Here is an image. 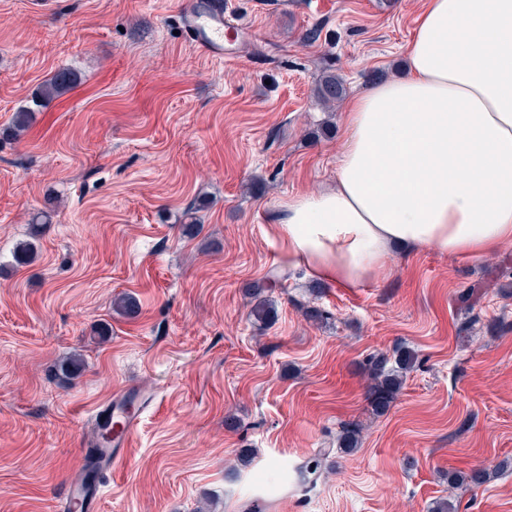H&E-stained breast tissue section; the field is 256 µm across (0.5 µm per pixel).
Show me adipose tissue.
I'll return each mask as SVG.
<instances>
[{
    "label": "adipose tissue",
    "mask_w": 512,
    "mask_h": 512,
    "mask_svg": "<svg viewBox=\"0 0 512 512\" xmlns=\"http://www.w3.org/2000/svg\"><path fill=\"white\" fill-rule=\"evenodd\" d=\"M407 57L347 102L334 187L276 220L289 264L343 288L383 277L395 245L512 243V0H427Z\"/></svg>",
    "instance_id": "adipose-tissue-1"
}]
</instances>
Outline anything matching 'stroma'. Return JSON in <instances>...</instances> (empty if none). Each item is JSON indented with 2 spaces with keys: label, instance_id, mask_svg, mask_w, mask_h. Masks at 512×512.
I'll return each instance as SVG.
<instances>
[{
  "label": "stroma",
  "instance_id": "35a3bbf8",
  "mask_svg": "<svg viewBox=\"0 0 512 512\" xmlns=\"http://www.w3.org/2000/svg\"><path fill=\"white\" fill-rule=\"evenodd\" d=\"M231 2L248 31L225 61L182 33L181 0H0V512H57L97 408L125 388L153 401L98 512H512V245L395 249L379 282L315 298L274 221L335 183L343 107L318 103L322 73L351 97L403 73L426 0ZM66 68L73 87L3 136ZM262 283L277 311L263 330ZM121 294L135 315L113 311ZM398 347L416 366L378 412L361 365ZM323 449L327 472L303 486ZM474 468L489 481L449 483ZM265 286L258 287L256 290L254 302L251 307V316L256 322L264 325L272 324L277 316L273 305L262 294Z\"/></svg>",
  "mask_w": 512,
  "mask_h": 512
}]
</instances>
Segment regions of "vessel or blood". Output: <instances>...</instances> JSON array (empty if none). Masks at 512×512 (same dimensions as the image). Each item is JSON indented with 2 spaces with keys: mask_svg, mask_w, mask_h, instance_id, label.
Instances as JSON below:
<instances>
[{
  "mask_svg": "<svg viewBox=\"0 0 512 512\" xmlns=\"http://www.w3.org/2000/svg\"><path fill=\"white\" fill-rule=\"evenodd\" d=\"M181 15L183 28L199 51L216 58L237 56V48L226 45L224 35L229 31L243 33L245 25L223 0H193L183 8ZM145 403V397L135 391H123L114 395L111 405L101 410V420L111 423L112 431L108 441L97 447L95 463L100 472H111L126 461L139 422V410ZM97 505V494L86 493L79 483L72 485L65 497L67 512H96Z\"/></svg>",
  "mask_w": 512,
  "mask_h": 512,
  "instance_id": "b4317fda",
  "label": "vessel or blood"
}]
</instances>
